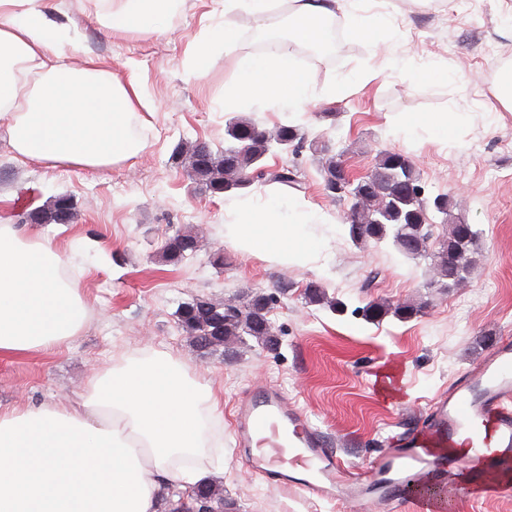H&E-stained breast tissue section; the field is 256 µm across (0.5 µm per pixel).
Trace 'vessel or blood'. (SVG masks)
Wrapping results in <instances>:
<instances>
[{
  "mask_svg": "<svg viewBox=\"0 0 512 512\" xmlns=\"http://www.w3.org/2000/svg\"><path fill=\"white\" fill-rule=\"evenodd\" d=\"M428 436L471 449L495 446L499 463L512 464V343L498 341L491 351L434 405ZM236 443L245 448L247 468L279 488H296L323 497L345 495L352 512H367L376 503L392 512L405 494L409 475L422 484L448 491L449 500L460 493L456 477L466 461L445 458L423 448L420 439L390 448L349 482L332 449L326 448L306 414L288 404L273 388L252 390L242 401Z\"/></svg>",
  "mask_w": 512,
  "mask_h": 512,
  "instance_id": "1",
  "label": "vessel or blood"
}]
</instances>
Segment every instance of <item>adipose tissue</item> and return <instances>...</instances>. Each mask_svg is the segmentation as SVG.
<instances>
[{"label":"adipose tissue","instance_id":"adipose-tissue-1","mask_svg":"<svg viewBox=\"0 0 512 512\" xmlns=\"http://www.w3.org/2000/svg\"><path fill=\"white\" fill-rule=\"evenodd\" d=\"M110 30L150 36L182 0H94ZM287 38L326 45L337 0H292ZM276 0H224V24L199 41L190 73L232 49L239 12L270 18ZM74 63L63 62L64 54ZM315 95L295 56L277 48L240 60L228 107L281 109ZM147 107L137 74L117 78L52 17L48 0H0V115L16 154L47 166L104 167L136 157ZM224 236L241 251L288 265L325 266L335 225L314 209L270 197L239 205ZM61 251L38 233L0 224V355L50 351L79 336L88 309ZM209 386L172 356L130 357L97 373L76 405L0 407V512H157L166 487L204 479L206 420L220 413Z\"/></svg>","mask_w":512,"mask_h":512}]
</instances>
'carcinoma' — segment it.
Returning <instances> with one entry per match:
<instances>
[{"mask_svg":"<svg viewBox=\"0 0 512 512\" xmlns=\"http://www.w3.org/2000/svg\"><path fill=\"white\" fill-rule=\"evenodd\" d=\"M288 48L300 59L319 63L324 52L288 44ZM227 135L232 144L224 148L226 155L218 159L211 148L196 144L189 153L192 177L203 183L213 194L230 192L251 183L255 178L266 184H277L297 191L305 189L295 166H282L266 170L260 166L262 159L277 142H286L298 153L305 142V132L299 125L282 124L275 132H268L260 121L250 117L229 121ZM375 171L378 177L368 187L355 194L356 185L347 187L350 206L343 214V224L348 226L350 239L355 243H376L392 240L403 255L414 259L425 256L430 237L428 209L448 214L452 199L439 194L430 201L425 186L418 177L409 156L398 151H382L377 157ZM75 209L70 198L55 197L47 211H35L37 224L73 223ZM478 231L471 224L454 222L448 235L440 243L436 255L439 279L448 280L453 288L464 282L474 263V247ZM197 251L196 238L187 234H175L164 247L162 258L178 266ZM267 305L259 298H252L246 305L218 304L197 298L184 304L179 310V322L188 333L196 348L204 355H212L230 340L242 342L251 336L263 345L271 342V322ZM200 496L208 500L211 508L224 512L229 502L224 500L221 489L211 482L197 485Z\"/></svg>","mask_w":512,"mask_h":512,"instance_id":"carcinoma-1","label":"carcinoma"}]
</instances>
